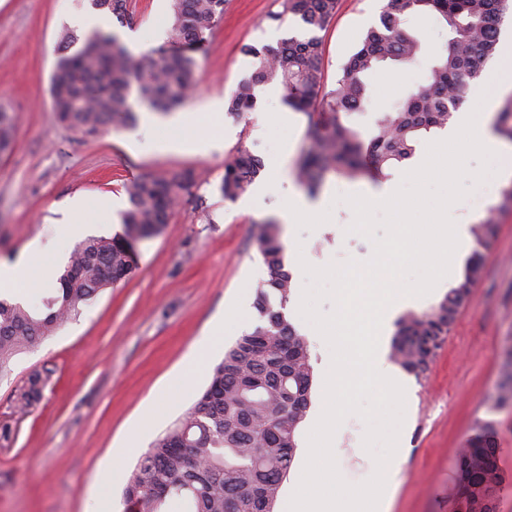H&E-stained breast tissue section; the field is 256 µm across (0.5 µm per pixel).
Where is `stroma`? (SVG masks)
I'll return each mask as SVG.
<instances>
[{
    "label": "stroma",
    "mask_w": 512,
    "mask_h": 512,
    "mask_svg": "<svg viewBox=\"0 0 512 512\" xmlns=\"http://www.w3.org/2000/svg\"><path fill=\"white\" fill-rule=\"evenodd\" d=\"M90 0H0V108L15 120L14 143L0 153V265L32 259L65 266L77 242L60 220L73 200L86 203L85 236L121 232L109 201L127 204L130 177L183 171L194 180L181 190L162 233L139 248L133 276L105 289L81 313L0 372V420L10 418L12 394L31 374H49L43 397L17 424L14 445L0 448V512H94V490L122 512V490L144 449L150 448L208 386L224 352L256 323L255 288L266 278L258 252V222L283 214L303 187L288 172L263 191L248 189L225 200L224 166L238 147L265 164L284 151L300 157L308 117L287 110L282 88L257 89L247 119L204 111L211 99H228L252 70L246 46L276 45L298 31L293 18L278 21L282 0H225L224 15L196 52L197 85L184 106L162 116L136 104L132 127L85 136L56 121L50 78L65 33ZM383 0H339L320 38L326 88L361 36L378 25ZM129 30L146 49L169 45L170 0H130ZM425 65L384 64L365 77L370 101L350 125L368 131L405 91L421 81ZM287 122H279L280 114ZM483 208L458 206L454 220L474 224L492 213L498 234L486 253L481 279L456 317L435 362L423 378L408 376L406 454L393 512H452L458 453L479 419L494 421L504 483L496 512H512V408L493 410L501 382L502 351L512 343V205L503 206L507 183L493 176ZM293 296L315 266L366 259L361 236L317 233L299 220L281 232ZM163 408L141 447L124 438L147 408ZM364 422L349 417L336 439L346 450L337 468L352 485L369 477L351 454L362 447Z\"/></svg>",
    "instance_id": "1"
}]
</instances>
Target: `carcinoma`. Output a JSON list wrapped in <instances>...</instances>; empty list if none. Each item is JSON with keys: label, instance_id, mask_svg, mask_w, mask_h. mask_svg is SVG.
<instances>
[{"label": "carcinoma", "instance_id": "carcinoma-1", "mask_svg": "<svg viewBox=\"0 0 512 512\" xmlns=\"http://www.w3.org/2000/svg\"><path fill=\"white\" fill-rule=\"evenodd\" d=\"M225 0H171V43L204 46L224 14ZM104 15L127 23V0H91ZM338 0H283L281 20L292 15L305 34L277 46H249L254 70L227 100L236 119L254 111L255 89L276 82L288 107L307 115L329 112L333 120L309 121L306 151L296 163L300 183L314 194L324 175L339 168L355 178L385 176L412 158L420 141L448 127L472 80L494 56L500 22L509 0H384L379 25L369 28L340 67L335 87L325 90L322 42L336 15ZM433 16L448 29L425 78L408 89L392 112L374 123L368 136L342 116L365 111L364 78L387 61L407 66L418 61L421 42L402 29L403 16ZM196 59L174 49L137 56L116 33L95 29L74 54L62 53L51 76V110L59 123L85 135L137 120L131 96L150 108L169 112L180 107L196 85ZM501 137L512 141V103L497 122ZM14 122L0 110V153L11 148ZM264 170L261 158L240 147L224 166L221 192L226 200L244 194ZM189 172L144 177L124 185L129 208L121 216L123 232L90 236L78 242L57 279L58 287L30 306L0 297V369L18 352L55 333L101 291L130 277L136 253L129 240L152 239L168 222ZM497 225L483 218L475 224V249L461 276L444 297L423 313L408 312L397 321L391 344L393 361L420 378L429 369L448 328L467 304L479 280L484 250ZM257 248L267 278L255 289L257 323L224 352L208 387L194 404L161 434L132 471L122 493L124 512H274L292 466L299 425L310 404L313 379L307 339L288 320L292 276L278 222L258 224ZM502 382L491 400L493 410L512 406V346L501 364ZM47 376L31 374L15 391L13 415L21 419L42 397ZM502 483L495 427L475 423V440L457 457L454 502L469 512H490L483 501L496 497Z\"/></svg>", "mask_w": 512, "mask_h": 512}]
</instances>
